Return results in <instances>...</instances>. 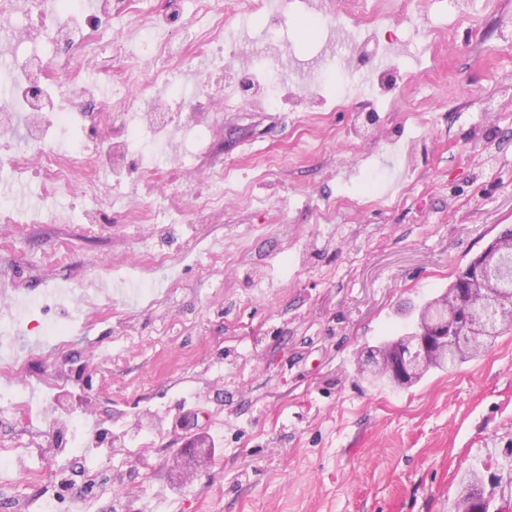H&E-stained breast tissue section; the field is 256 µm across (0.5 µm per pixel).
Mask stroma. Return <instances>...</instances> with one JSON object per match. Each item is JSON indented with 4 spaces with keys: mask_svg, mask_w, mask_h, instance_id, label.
Masks as SVG:
<instances>
[{
    "mask_svg": "<svg viewBox=\"0 0 512 512\" xmlns=\"http://www.w3.org/2000/svg\"><path fill=\"white\" fill-rule=\"evenodd\" d=\"M249 2L151 0L184 51L171 66L115 0L125 49L84 72L87 109L114 116L103 137L128 142L119 171L97 172L104 197L0 171L23 218L0 223V358L27 367L0 377V512H448L462 471L512 442V330L407 388L358 365L512 227V0H423L417 30L371 0L398 40L386 93L367 82L375 60L344 65L352 0ZM298 18L322 21L318 44ZM29 20L0 15V58L47 52L16 39ZM249 62L303 96L239 100L224 77ZM144 70L142 105L169 125L125 106ZM189 114L203 136L164 151ZM221 166L227 192L208 180ZM195 196L213 203L196 212ZM140 206L151 223H131ZM149 250L169 266L145 268ZM44 322L67 325L65 348Z\"/></svg>",
    "mask_w": 512,
    "mask_h": 512,
    "instance_id": "35a3bbf8",
    "label": "stroma"
}]
</instances>
